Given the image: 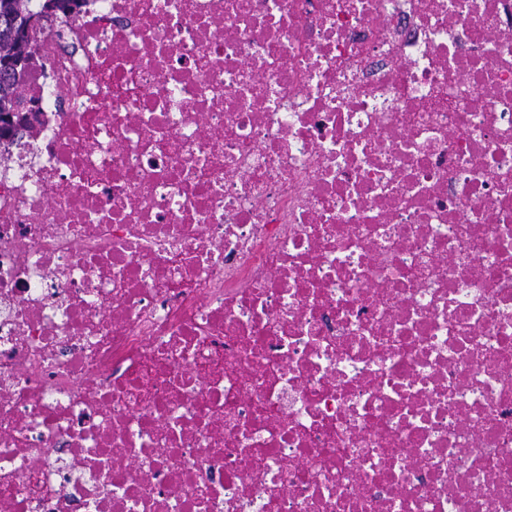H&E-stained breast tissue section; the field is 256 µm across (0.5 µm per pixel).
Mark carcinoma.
<instances>
[{
    "label": "carcinoma",
    "instance_id": "1",
    "mask_svg": "<svg viewBox=\"0 0 512 512\" xmlns=\"http://www.w3.org/2000/svg\"><path fill=\"white\" fill-rule=\"evenodd\" d=\"M34 15V0H0V122L3 113L23 104L20 87L29 50L28 43L18 40L17 29Z\"/></svg>",
    "mask_w": 512,
    "mask_h": 512
}]
</instances>
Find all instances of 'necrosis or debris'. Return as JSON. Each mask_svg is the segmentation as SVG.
<instances>
[{"label": "necrosis or debris", "instance_id": "4bbe7bcc", "mask_svg": "<svg viewBox=\"0 0 512 512\" xmlns=\"http://www.w3.org/2000/svg\"><path fill=\"white\" fill-rule=\"evenodd\" d=\"M0 167V512H512V0H76Z\"/></svg>", "mask_w": 512, "mask_h": 512}]
</instances>
